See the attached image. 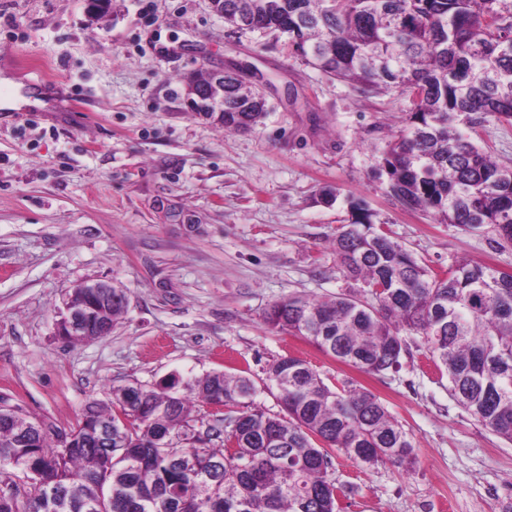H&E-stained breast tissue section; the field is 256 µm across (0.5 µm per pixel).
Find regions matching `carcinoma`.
<instances>
[{
    "instance_id": "carcinoma-1",
    "label": "carcinoma",
    "mask_w": 512,
    "mask_h": 512,
    "mask_svg": "<svg viewBox=\"0 0 512 512\" xmlns=\"http://www.w3.org/2000/svg\"><path fill=\"white\" fill-rule=\"evenodd\" d=\"M224 24L288 36L326 75L363 89L396 88L410 101L379 174L409 210L466 232L492 228L494 248L512 246V164L475 141L491 122L512 124V9L505 0H218ZM266 100L224 73L226 131H246ZM333 241L336 269L357 284L334 297L290 295L266 324L301 336L325 355L384 375L420 340L448 377V390L486 429L512 442V275L457 262L434 271L375 227L360 200ZM85 321L79 343L106 337L127 311L112 295L75 288ZM285 415L255 402L244 375L210 372L148 386H114L88 401L75 423L32 416L0 398V512H340L344 486L329 474L331 452L410 471L411 435L385 403L346 381L328 384L297 357L266 370ZM221 403L205 438L200 407ZM235 441L229 449L225 442Z\"/></svg>"
}]
</instances>
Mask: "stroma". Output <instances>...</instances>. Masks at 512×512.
I'll use <instances>...</instances> for the list:
<instances>
[{"instance_id":"35a3bbf8","label":"stroma","mask_w":512,"mask_h":512,"mask_svg":"<svg viewBox=\"0 0 512 512\" xmlns=\"http://www.w3.org/2000/svg\"><path fill=\"white\" fill-rule=\"evenodd\" d=\"M238 63L269 109L228 133L188 110L184 78ZM0 78L6 97L40 81L43 100L0 112V397L67 424L112 387L224 371L277 414L265 371L296 356L377 394L412 437L408 472L333 453L341 512H512V443L457 405L424 347L370 376L264 320L280 298L351 288L329 246L351 197L428 267H512V247L406 209L377 175L404 96L330 79L287 36L225 26L209 0H112L99 19L88 0H0ZM86 280L122 286L129 307L72 344L57 322Z\"/></svg>"}]
</instances>
